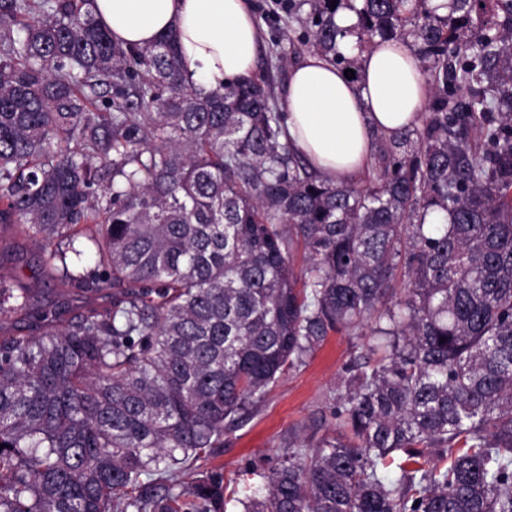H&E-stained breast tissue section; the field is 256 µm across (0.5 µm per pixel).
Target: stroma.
Returning a JSON list of instances; mask_svg holds the SVG:
<instances>
[{
	"label": "stroma",
	"instance_id": "1",
	"mask_svg": "<svg viewBox=\"0 0 512 512\" xmlns=\"http://www.w3.org/2000/svg\"><path fill=\"white\" fill-rule=\"evenodd\" d=\"M263 40L257 60V74L270 78L281 89L290 64L300 61L286 37L294 19L288 16V0H252ZM279 38L284 64H272V38ZM0 275L12 283L34 289L35 314L53 309L59 293L49 285L40 250L17 229L0 226ZM363 336L330 334L324 344L296 367L284 370L267 397L257 403L238 425L225 431L219 448L205 458L187 463L185 483L202 480L213 473L231 480L240 494L252 493L262 484L261 474L274 467L288 448L298 443L314 445L336 432V394L344 368L361 354Z\"/></svg>",
	"mask_w": 512,
	"mask_h": 512
}]
</instances>
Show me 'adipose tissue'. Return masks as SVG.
Listing matches in <instances>:
<instances>
[{
	"mask_svg": "<svg viewBox=\"0 0 512 512\" xmlns=\"http://www.w3.org/2000/svg\"><path fill=\"white\" fill-rule=\"evenodd\" d=\"M92 7L119 41L144 46L175 32L205 92L255 77L261 36L250 0H93ZM338 48L357 55L360 80L312 52L290 67L282 100L289 142L323 178L352 183L368 169L376 137L403 132L425 112L429 87L410 41L378 39L360 52L348 36Z\"/></svg>",
	"mask_w": 512,
	"mask_h": 512,
	"instance_id": "obj_1",
	"label": "adipose tissue"
}]
</instances>
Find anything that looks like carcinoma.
<instances>
[{
  "label": "carcinoma",
  "instance_id": "1",
  "mask_svg": "<svg viewBox=\"0 0 512 512\" xmlns=\"http://www.w3.org/2000/svg\"><path fill=\"white\" fill-rule=\"evenodd\" d=\"M92 2L0 0V223L63 294L107 299L0 337V512H512V0L288 3L356 75L340 8L362 45L418 46L428 111L359 184L301 159L266 79L206 93L173 35L121 44ZM32 299L0 283V331ZM364 328L346 439L288 449L263 496L178 481Z\"/></svg>",
  "mask_w": 512,
  "mask_h": 512
}]
</instances>
